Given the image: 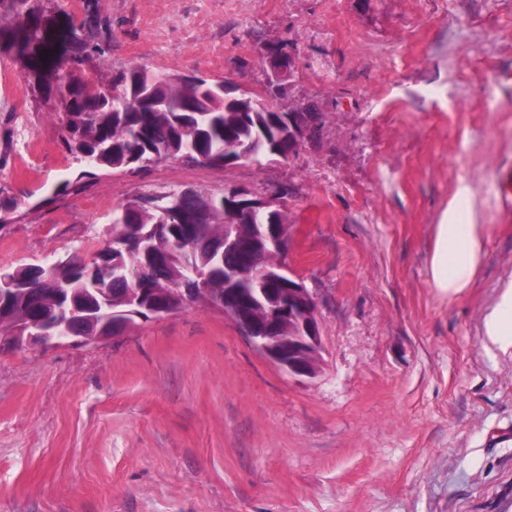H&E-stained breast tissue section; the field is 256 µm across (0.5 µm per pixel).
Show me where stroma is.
<instances>
[{
    "label": "stroma",
    "instance_id": "35a3bbf8",
    "mask_svg": "<svg viewBox=\"0 0 512 512\" xmlns=\"http://www.w3.org/2000/svg\"><path fill=\"white\" fill-rule=\"evenodd\" d=\"M112 67L261 92L291 41L281 108L318 141L227 169L80 176L52 102L0 55V268L104 247L127 200L287 188L286 263L317 301L323 372L291 377L202 303L98 343L0 351V512H512V350L485 336L512 284V0H68ZM77 188L51 195L63 176ZM469 183L485 226L471 285L434 288L436 231ZM293 68V51L289 46L280 45L275 53L274 59L268 64L266 73V82L273 87L279 89L282 84L288 85V80Z\"/></svg>",
    "mask_w": 512,
    "mask_h": 512
}]
</instances>
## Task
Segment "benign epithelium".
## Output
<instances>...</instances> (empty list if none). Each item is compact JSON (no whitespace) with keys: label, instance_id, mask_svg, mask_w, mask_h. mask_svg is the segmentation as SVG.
<instances>
[{"label":"benign epithelium","instance_id":"obj_1","mask_svg":"<svg viewBox=\"0 0 512 512\" xmlns=\"http://www.w3.org/2000/svg\"><path fill=\"white\" fill-rule=\"evenodd\" d=\"M293 68V51L279 46L268 64L266 82L275 89L288 81ZM224 212L227 223H240L242 214L271 217L273 202L247 194L240 187L224 188ZM253 236L262 240L265 250L282 251L287 237L284 224H255ZM315 297L302 282H288L274 291L262 290V298L240 303L233 308V321L265 359L292 377L317 378L323 365L322 336L316 315ZM94 322L88 312L73 304H59L36 322H18L12 335L0 336L4 346L59 344L69 338L80 343L107 337L112 328L96 327L92 333L81 331L80 322Z\"/></svg>","mask_w":512,"mask_h":512}]
</instances>
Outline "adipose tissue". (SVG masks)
<instances>
[{"instance_id":"adipose-tissue-1","label":"adipose tissue","mask_w":512,"mask_h":512,"mask_svg":"<svg viewBox=\"0 0 512 512\" xmlns=\"http://www.w3.org/2000/svg\"><path fill=\"white\" fill-rule=\"evenodd\" d=\"M468 184H461L455 206L449 207L437 226L430 267L434 288L457 295L468 288L483 251L484 227L476 219Z\"/></svg>"}]
</instances>
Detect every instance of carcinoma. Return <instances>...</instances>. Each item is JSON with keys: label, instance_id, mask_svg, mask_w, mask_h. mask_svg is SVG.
I'll return each mask as SVG.
<instances>
[{"label": "carcinoma", "instance_id": "obj_1", "mask_svg": "<svg viewBox=\"0 0 512 512\" xmlns=\"http://www.w3.org/2000/svg\"><path fill=\"white\" fill-rule=\"evenodd\" d=\"M14 13L0 21V54L21 63L25 85L58 105L61 141L81 167V174L121 167L143 168L163 155L185 165L224 167V149H256V137L277 142L283 158L295 153L285 117L276 106L258 111L247 98L216 103L201 85L167 80L171 73L142 65L114 70L85 81L79 76L91 58L84 28L98 26L91 15L76 26L12 0ZM47 57H42V54ZM304 120L311 138L320 135L324 114L306 105ZM224 198H208L198 190L180 195L179 211L160 204L129 200L113 211L107 245L88 265L62 263L8 268L0 274L13 281L17 295L28 288H58L86 301L95 288L112 289V307H125L126 293L145 289L163 294L176 307L186 288H197L194 273L206 275L213 299L246 296L269 283L252 280L229 288L224 269L241 262L224 250Z\"/></svg>", "mask_w": 512, "mask_h": 512}]
</instances>
